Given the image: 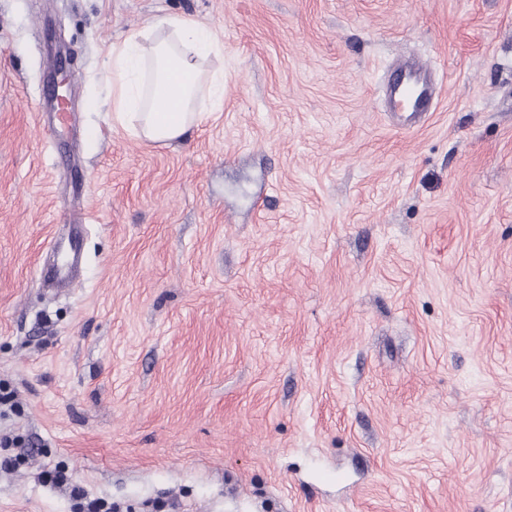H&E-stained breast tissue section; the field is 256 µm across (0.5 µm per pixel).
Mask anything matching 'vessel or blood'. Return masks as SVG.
<instances>
[{"instance_id":"1","label":"vessel or blood","mask_w":512,"mask_h":512,"mask_svg":"<svg viewBox=\"0 0 512 512\" xmlns=\"http://www.w3.org/2000/svg\"><path fill=\"white\" fill-rule=\"evenodd\" d=\"M385 97L388 111L399 116V126H408L432 108L434 86L430 69L416 62L399 65L387 82Z\"/></svg>"}]
</instances>
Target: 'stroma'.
I'll return each instance as SVG.
<instances>
[{
    "label": "stroma",
    "instance_id": "obj_1",
    "mask_svg": "<svg viewBox=\"0 0 512 512\" xmlns=\"http://www.w3.org/2000/svg\"><path fill=\"white\" fill-rule=\"evenodd\" d=\"M181 15L224 102L154 144L112 48ZM0 436V512H512V0H0ZM385 97L387 111L392 112L398 118V125L405 128L432 108L434 86L430 69L416 62L399 65L387 82Z\"/></svg>",
    "mask_w": 512,
    "mask_h": 512
}]
</instances>
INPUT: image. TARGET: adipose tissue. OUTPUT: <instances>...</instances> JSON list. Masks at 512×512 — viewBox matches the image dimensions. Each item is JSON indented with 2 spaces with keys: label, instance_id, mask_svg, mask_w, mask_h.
<instances>
[{
  "label": "adipose tissue",
  "instance_id": "ef3b65f1",
  "mask_svg": "<svg viewBox=\"0 0 512 512\" xmlns=\"http://www.w3.org/2000/svg\"><path fill=\"white\" fill-rule=\"evenodd\" d=\"M222 49L216 32L190 17H162L132 31L112 50L114 119L149 142L181 139L224 99L222 73L208 68Z\"/></svg>",
  "mask_w": 512,
  "mask_h": 512
}]
</instances>
